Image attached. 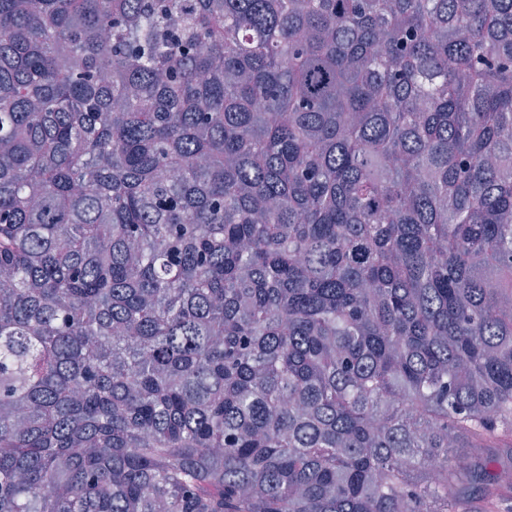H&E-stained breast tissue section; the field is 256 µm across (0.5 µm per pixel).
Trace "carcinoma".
Instances as JSON below:
<instances>
[{
	"instance_id": "cac0c4a2",
	"label": "carcinoma",
	"mask_w": 512,
	"mask_h": 512,
	"mask_svg": "<svg viewBox=\"0 0 512 512\" xmlns=\"http://www.w3.org/2000/svg\"><path fill=\"white\" fill-rule=\"evenodd\" d=\"M507 437L512 0H0V512H512Z\"/></svg>"
}]
</instances>
